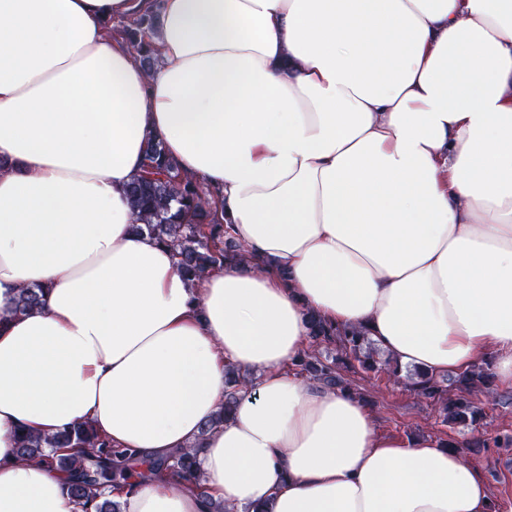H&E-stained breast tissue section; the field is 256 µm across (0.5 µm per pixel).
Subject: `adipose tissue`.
<instances>
[{
	"label": "adipose tissue",
	"instance_id": "obj_1",
	"mask_svg": "<svg viewBox=\"0 0 512 512\" xmlns=\"http://www.w3.org/2000/svg\"><path fill=\"white\" fill-rule=\"evenodd\" d=\"M153 11L147 70L110 23ZM149 136L249 263L190 280L134 230ZM311 313L512 387V0H0V512H85L15 454L82 421L200 448L122 512H497L459 452L295 374ZM240 382L241 381H239V377L236 376H232L228 379L224 395V410L220 412L216 417L204 424L202 435L223 423L224 420H227L228 416L232 412V409L236 406L238 401V390Z\"/></svg>",
	"mask_w": 512,
	"mask_h": 512
}]
</instances>
